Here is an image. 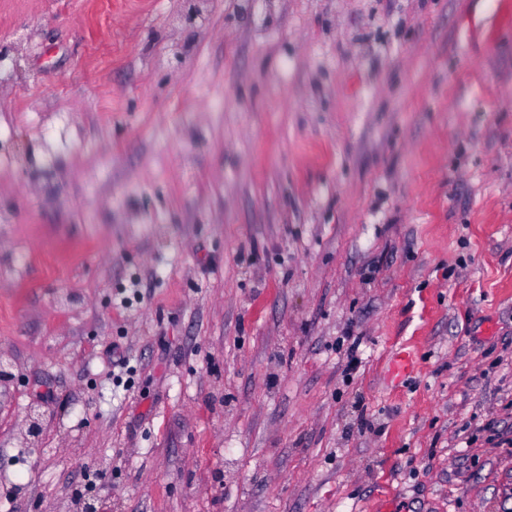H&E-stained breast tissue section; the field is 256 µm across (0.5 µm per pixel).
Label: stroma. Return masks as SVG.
Listing matches in <instances>:
<instances>
[{"label": "stroma", "instance_id": "obj_1", "mask_svg": "<svg viewBox=\"0 0 512 512\" xmlns=\"http://www.w3.org/2000/svg\"><path fill=\"white\" fill-rule=\"evenodd\" d=\"M0 360V512H512V0H0Z\"/></svg>", "mask_w": 512, "mask_h": 512}]
</instances>
